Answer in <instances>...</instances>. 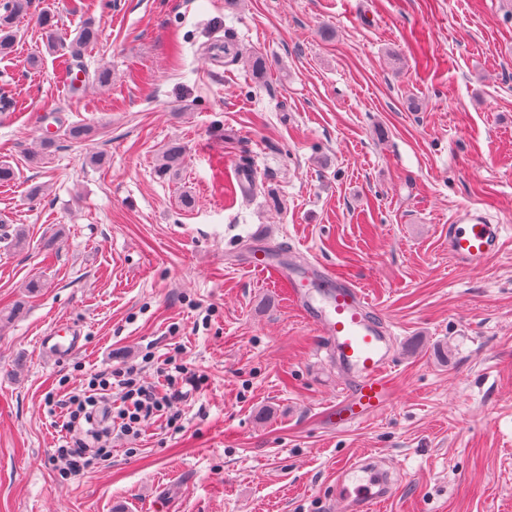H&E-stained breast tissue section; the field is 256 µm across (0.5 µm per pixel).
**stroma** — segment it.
Masks as SVG:
<instances>
[{"label":"stroma","instance_id":"1","mask_svg":"<svg viewBox=\"0 0 512 512\" xmlns=\"http://www.w3.org/2000/svg\"><path fill=\"white\" fill-rule=\"evenodd\" d=\"M85 2L100 34L81 66L111 86L71 90L47 47L36 17L71 40L70 0H31L0 56L17 102L0 111L17 173L0 186V309L17 312L0 325V512H341L336 469L370 452L401 477L380 512H512V0ZM228 46L265 75L225 64ZM58 121L93 134L28 164ZM173 145L184 163L161 174ZM469 207L505 230L462 272L448 225ZM278 245L350 277L392 331L387 411L324 421L340 370L245 265ZM59 319L85 344L55 362L39 338ZM173 354L202 376L176 427L63 478L60 379L132 364L158 386Z\"/></svg>","mask_w":512,"mask_h":512}]
</instances>
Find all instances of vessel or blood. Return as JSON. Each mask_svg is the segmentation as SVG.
Segmentation results:
<instances>
[{"label": "vessel or blood", "instance_id": "1", "mask_svg": "<svg viewBox=\"0 0 512 512\" xmlns=\"http://www.w3.org/2000/svg\"><path fill=\"white\" fill-rule=\"evenodd\" d=\"M502 230L480 209H465L448 227V256L455 268L466 271L485 265L500 248ZM247 266L271 275L284 288L289 303L323 336L335 357L345 390L327 415L337 427L347 428L384 412L396 395L391 379L395 349L364 292L321 263H278L266 250L252 252ZM41 346L53 360H65L81 348L82 331L74 323L56 322L42 336ZM364 468L360 461L336 471L343 512H379L395 491L391 475L368 474Z\"/></svg>", "mask_w": 512, "mask_h": 512}]
</instances>
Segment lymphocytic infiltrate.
I'll return each instance as SVG.
<instances>
[{
	"instance_id": "obj_1",
	"label": "lymphocytic infiltrate",
	"mask_w": 512,
	"mask_h": 512,
	"mask_svg": "<svg viewBox=\"0 0 512 512\" xmlns=\"http://www.w3.org/2000/svg\"><path fill=\"white\" fill-rule=\"evenodd\" d=\"M161 375L165 387L158 390L142 385L135 367L120 366L69 389L59 450L67 457L70 471L92 468L105 456V437L110 428L100 418L99 408L110 395L118 397L120 429L124 434H140L145 424L156 418L176 425L179 416L172 413L171 406L182 396L177 384L189 381V369L171 360Z\"/></svg>"
}]
</instances>
